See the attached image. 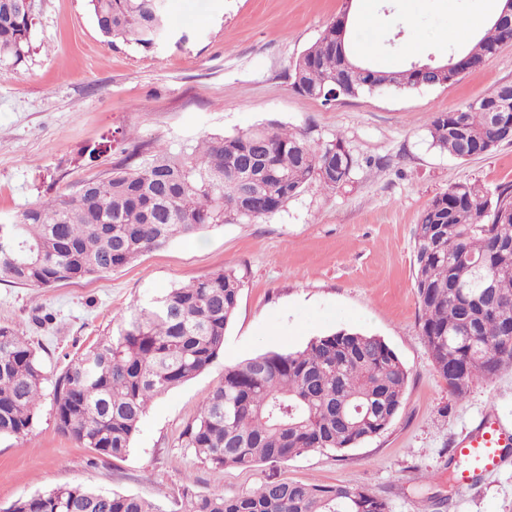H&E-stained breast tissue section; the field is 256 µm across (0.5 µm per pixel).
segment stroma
<instances>
[{"label":"stroma","mask_w":512,"mask_h":512,"mask_svg":"<svg viewBox=\"0 0 512 512\" xmlns=\"http://www.w3.org/2000/svg\"><path fill=\"white\" fill-rule=\"evenodd\" d=\"M344 0H169L154 49L109 44L86 0H34L31 50L0 63V220L111 168L132 142L171 148L274 122L342 137L355 165L345 187H310L280 211L180 238L117 270L40 289L0 281V325L38 350L46 381L26 435L0 438V512L14 501L80 484L131 493L170 512L184 491L231 497L277 481L347 484L390 512H512V465L462 489L453 450L494 410L512 429V366L448 392L420 332L414 229L458 183L512 182V144L456 159L432 143L440 112L512 84V43L485 66L437 87L363 94L325 104L294 91L292 64ZM351 41L366 60L401 67L466 48L494 15L493 0H372ZM104 151L96 159L88 152ZM229 269L243 286L224 350L203 373L151 401L122 458H102L62 434L54 388L85 348L115 333L130 310L169 288ZM340 329L383 339L406 366L388 428L343 452L312 450L280 463L215 471L181 434L225 366L302 348Z\"/></svg>","instance_id":"obj_1"}]
</instances>
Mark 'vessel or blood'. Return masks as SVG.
Listing matches in <instances>:
<instances>
[{
  "label": "vessel or blood",
  "mask_w": 512,
  "mask_h": 512,
  "mask_svg": "<svg viewBox=\"0 0 512 512\" xmlns=\"http://www.w3.org/2000/svg\"><path fill=\"white\" fill-rule=\"evenodd\" d=\"M454 458L458 486L472 485L512 459V432L502 429L493 414H485L459 442Z\"/></svg>",
  "instance_id": "vessel-or-blood-1"
}]
</instances>
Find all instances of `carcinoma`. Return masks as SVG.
Segmentation results:
<instances>
[{
	"label": "carcinoma",
	"instance_id": "obj_1",
	"mask_svg": "<svg viewBox=\"0 0 512 512\" xmlns=\"http://www.w3.org/2000/svg\"><path fill=\"white\" fill-rule=\"evenodd\" d=\"M100 34L149 50L167 25L166 0H87ZM32 0H0V62L30 48ZM509 37L495 21L445 60L406 68L356 57L349 30L332 21L296 59L292 88L329 104L340 98L441 85L445 65L489 62ZM432 144L462 158L463 142L489 155L512 139L493 127L478 100L439 112ZM341 138L270 124L210 134L174 150L141 143L112 168L26 208L0 224V278L51 288L124 267L170 241L221 224L278 212L312 185L333 192L352 179ZM414 289L420 329L436 369L456 399L512 365V184L459 183L434 197L415 227ZM242 281L220 270L174 287L131 310L58 380L57 428L98 456L130 448L149 403L197 377L224 350ZM45 375L36 348L0 326V436L31 428ZM408 371L380 337L339 330L302 350L265 352L224 368L182 433V445L215 470L278 463L315 449L342 452L383 432L400 409ZM175 512H389L365 487L281 481L242 494L183 493ZM6 512H162L130 493L61 486L15 501Z\"/></svg>",
	"mask_w": 512,
	"mask_h": 512
}]
</instances>
